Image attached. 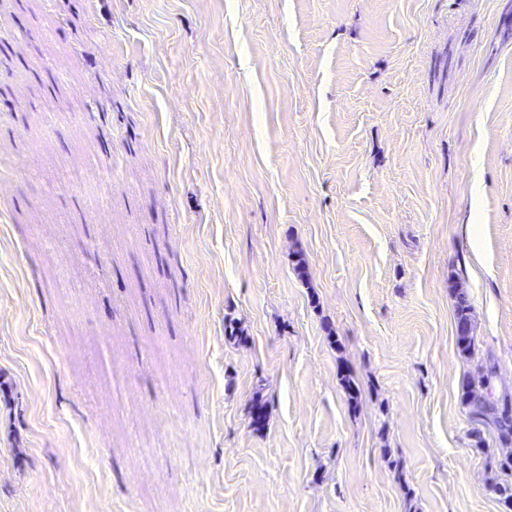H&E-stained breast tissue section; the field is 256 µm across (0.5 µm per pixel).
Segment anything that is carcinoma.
<instances>
[{
  "instance_id": "1",
  "label": "carcinoma",
  "mask_w": 512,
  "mask_h": 512,
  "mask_svg": "<svg viewBox=\"0 0 512 512\" xmlns=\"http://www.w3.org/2000/svg\"><path fill=\"white\" fill-rule=\"evenodd\" d=\"M455 319L457 347L465 355L475 352L471 325V304L465 292L456 294ZM495 366L487 360L468 374L462 383L461 404L468 409L472 423L492 432L503 446L512 445V394L504 392L495 397L492 384ZM501 474L497 489L506 507H512V455H505L498 463Z\"/></svg>"
}]
</instances>
